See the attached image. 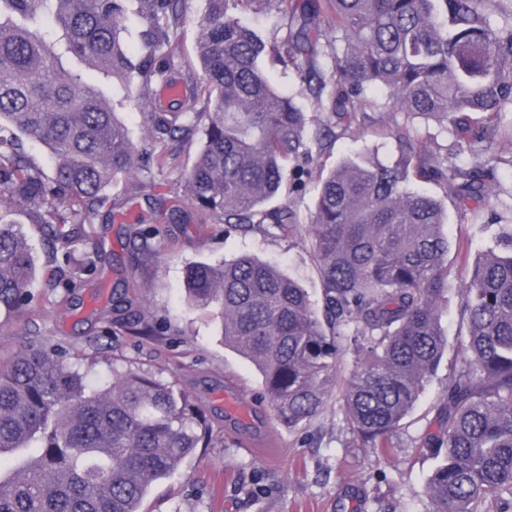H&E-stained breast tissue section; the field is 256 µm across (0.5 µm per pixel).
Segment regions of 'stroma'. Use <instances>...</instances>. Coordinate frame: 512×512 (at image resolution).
<instances>
[{"label":"stroma","instance_id":"1","mask_svg":"<svg viewBox=\"0 0 512 512\" xmlns=\"http://www.w3.org/2000/svg\"><path fill=\"white\" fill-rule=\"evenodd\" d=\"M269 78L296 93L307 119L314 162L304 187L286 178L275 205H290L298 222L288 233H225L218 220L203 215L185 193L182 176L197 149L184 148L168 167L153 170L151 186H137L118 177L107 204L88 231L102 255L99 285L81 283L75 297L82 310L71 312L50 292L49 281L59 276L57 263L47 258V242L38 225L27 227L36 251L38 279L32 303L21 313L0 315V355L32 342L33 332L65 350L81 365L91 383H104L129 369L174 382L191 392L206 410L213 444L198 449L167 480L151 492L148 512H431L424 493L436 459L419 445L436 427L440 399L459 359V342L467 332L461 317L457 280L464 256H474L492 243L493 227L512 224V166L494 171L496 197L488 203L460 206L446 198L436 184L421 190L445 199V231L452 246L448 254V303L441 323L448 338L436 375L413 409L395 430L389 447L366 448L352 434L338 397H330L322 412L305 427L289 430L273 419L262 396L256 369L237 353L225 349L221 326L184 302L187 264L217 262L251 253L277 265L306 288L315 305H322L319 271L309 247L308 229L317 193V174L357 155L392 163L400 149L389 137L392 126L417 129L427 149L442 156L454 147L449 123H438L396 110L384 93L378 107L361 126L329 127L325 114L301 92L292 73L267 63ZM148 230L147 238L134 229ZM149 286L148 302L116 312L110 297L117 285L115 268ZM152 327L153 336L130 332L129 322ZM233 391L249 408L247 419L227 417L224 393Z\"/></svg>","mask_w":512,"mask_h":512}]
</instances>
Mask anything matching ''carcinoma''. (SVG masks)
I'll return each mask as SVG.
<instances>
[{"mask_svg": "<svg viewBox=\"0 0 512 512\" xmlns=\"http://www.w3.org/2000/svg\"><path fill=\"white\" fill-rule=\"evenodd\" d=\"M205 2L190 59L173 48L187 0H0V127L16 132L0 135V198L42 227L53 260L63 253L66 270L48 287L67 299L80 275L96 271L92 257L81 267L70 258L105 189L120 175L163 169L177 153L135 142L99 84L66 70L64 57L137 89L151 144L183 148L202 134L184 186L226 234L297 223L290 206L267 204L286 164L300 182L310 174L306 113L267 76L269 56L345 127L370 119L373 88L401 112L450 120L460 152L495 140L502 113L512 112V0ZM250 13L286 21V35L261 36L245 23ZM130 17L140 24L135 49ZM193 67L202 80L192 97L150 110L153 85ZM474 113L482 125H472ZM389 135L411 155L392 166L348 158L319 181L310 239L322 309L297 281L247 254L191 263L184 278L188 303L215 310L224 346L257 368L273 418L288 429L325 405L339 364L336 330L353 329L362 360L341 400L369 448L389 447L448 345L440 324L448 215L411 181L440 185L463 204L486 201L498 162L465 168L428 153L405 127ZM22 136L45 147L50 173L23 155ZM36 270L24 224L0 215V313L27 307ZM459 292L467 335L422 444L444 453L425 494L431 512H512V224ZM211 444L205 410L171 383L127 372L92 386L44 340L0 357V512H146L150 489Z\"/></svg>", "mask_w": 512, "mask_h": 512, "instance_id": "cac0c4a2", "label": "carcinoma"}]
</instances>
